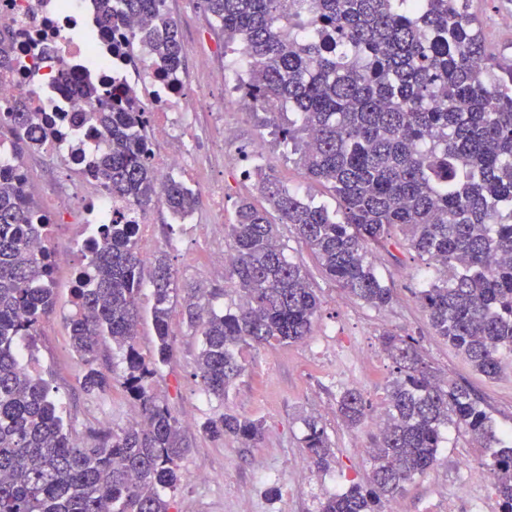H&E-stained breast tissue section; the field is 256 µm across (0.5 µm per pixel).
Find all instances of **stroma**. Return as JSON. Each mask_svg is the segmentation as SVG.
<instances>
[{
	"mask_svg": "<svg viewBox=\"0 0 512 512\" xmlns=\"http://www.w3.org/2000/svg\"><path fill=\"white\" fill-rule=\"evenodd\" d=\"M167 9L187 48L181 79L192 90L209 71L227 65L224 37L201 0H167ZM471 10L490 51L502 65L512 64V28L501 23L502 16L512 13V0H472ZM205 105L223 109L225 123L235 132L234 141L225 145L203 123L188 144L192 162L187 171L198 188L214 181L224 186L223 199L202 198L197 209L204 221L214 222V232H189L185 225L172 223L162 207L152 209L145 231L157 241H178L179 247L170 251L169 259L179 283L204 281L220 288L224 275L211 270L208 256L212 250L229 247L224 227L234 219L236 200L254 192L245 175L252 163L262 164L283 185L302 194L318 199L325 190L304 178L287 148L257 127L249 112L226 104L222 88H211ZM290 252L303 262L320 289V317L303 342L244 349L246 372L227 400L204 392L196 375L201 338L180 312L171 315L173 353L168 363L158 366L151 388L174 416L184 420L183 436L190 451L180 463V485L168 494L170 512H237L244 496L255 501L258 512H318L326 497L364 481L370 469L366 449L374 427L368 422L358 429L347 428L336 412V400L354 377L371 412L383 409L385 385L392 372L379 343L380 333L386 330L414 337L433 367L448 379L474 388L498 427L512 431V358L501 376L492 380L476 372L446 340L435 335L416 298L433 271L415 253L393 247L373 250L371 260L377 272L395 290L393 304L376 310L348 297L327 280L304 246L291 243ZM55 293L56 305L40 320L31 353L63 409L67 428L74 437L86 438L125 427L137 405L121 384V354L111 344L102 345L101 356L114 369L112 387L102 394L84 392L80 386L84 365L70 346L66 322L72 311L69 270L57 274ZM352 350L363 353L362 364L348 360ZM223 412L261 420L263 437L258 447L245 448L228 438L215 440L203 431L207 419ZM311 414L321 417L335 455L328 469L312 471L304 479L296 475L294 465L306 456L301 443L303 420ZM468 447L481 463H490L489 450L473 448L467 433L448 432L438 462L407 484L399 499L402 512H434L440 494L453 491L458 479L457 457ZM202 468L212 473V480L197 478ZM272 486L277 489L273 497L268 494Z\"/></svg>",
	"mask_w": 512,
	"mask_h": 512,
	"instance_id": "35a3bbf8",
	"label": "stroma"
}]
</instances>
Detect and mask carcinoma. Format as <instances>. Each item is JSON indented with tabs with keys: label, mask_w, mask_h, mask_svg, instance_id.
<instances>
[{
	"label": "carcinoma",
	"mask_w": 512,
	"mask_h": 512,
	"mask_svg": "<svg viewBox=\"0 0 512 512\" xmlns=\"http://www.w3.org/2000/svg\"><path fill=\"white\" fill-rule=\"evenodd\" d=\"M110 22L139 19L134 47L184 70L187 49L164 0H115ZM224 35V52L247 58L239 90L253 101L303 174L326 186L332 208L280 184L260 165L246 170L266 202L242 197L224 226L231 263L228 288H179L163 253L145 265L136 224H107L88 246L89 287L73 289L67 320L73 352L85 366L82 389L104 393L112 376L99 366L100 343L124 355L122 385L139 420L83 445L65 430L48 383L26 372L15 340L33 337L55 307L54 274L30 241L46 231L39 206L19 182L0 179V512H169L165 491L182 480V428L149 390L171 355L170 315L179 305L202 337L198 377L223 401L245 366V347L304 341L321 309L304 265L292 258L280 226L311 251L349 296L383 309L394 290L369 260V247L415 252L436 276L418 300L436 335L493 379L512 354V67L483 40L472 0H202ZM85 120L101 127L110 151L95 165L112 192L141 209L162 203L174 216L194 212L199 195L183 182H161L145 149V113L135 90L111 108L87 79ZM37 115L8 113L15 158L39 148L21 131ZM152 288L156 354L139 353V294ZM233 296L217 310L213 300ZM382 352L394 365L384 425L370 449L367 484L320 503L318 512H382L436 461L443 431L464 429L493 450L503 512H512V446L468 386L449 381L410 336L385 332ZM337 412L349 428L367 416L363 394L344 390ZM309 464L324 469L332 445L321 418L304 419ZM203 429L245 447L262 423L223 413Z\"/></svg>",
	"instance_id": "carcinoma-1"
}]
</instances>
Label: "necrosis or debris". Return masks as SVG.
Wrapping results in <instances>:
<instances>
[{
  "label": "necrosis or debris",
  "instance_id": "obj_1",
  "mask_svg": "<svg viewBox=\"0 0 512 512\" xmlns=\"http://www.w3.org/2000/svg\"><path fill=\"white\" fill-rule=\"evenodd\" d=\"M0 30L11 43L10 62L0 66V119L20 105L39 113L40 152L53 160L58 173L48 189L50 203L41 210L51 233L34 239L31 248L38 256L50 254L55 268L79 274L86 267V246L100 225L150 221L149 213L114 197L93 174L109 139L84 120L81 80L91 78L107 93L129 86L136 90L137 108L148 119L149 147H165L163 154L151 157L163 181L187 164L185 139L209 87H228L231 75L226 69L209 72L205 85L188 93L181 79L166 74L157 61L130 52L135 20L100 29L99 0H0ZM77 226L82 233L72 251H56L54 236ZM458 474V498L469 512H487L484 501L494 482L492 469L465 454Z\"/></svg>",
  "mask_w": 512,
  "mask_h": 512
}]
</instances>
